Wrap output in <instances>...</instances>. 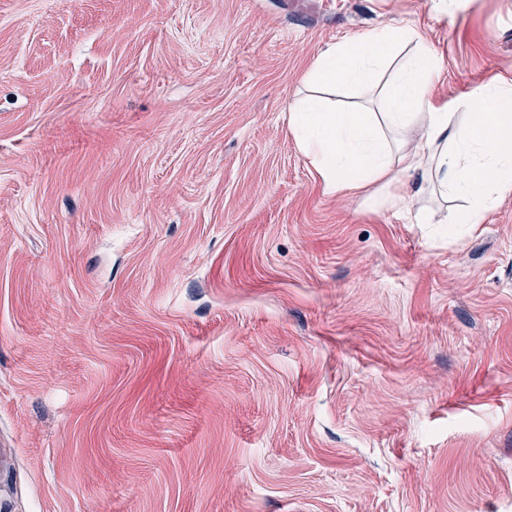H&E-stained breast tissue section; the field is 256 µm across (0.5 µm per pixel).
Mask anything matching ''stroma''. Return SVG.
Here are the masks:
<instances>
[{"instance_id":"obj_1","label":"stroma","mask_w":512,"mask_h":512,"mask_svg":"<svg viewBox=\"0 0 512 512\" xmlns=\"http://www.w3.org/2000/svg\"><path fill=\"white\" fill-rule=\"evenodd\" d=\"M407 24L512 80V0H0V506L512 512V193L440 239L288 126Z\"/></svg>"}]
</instances>
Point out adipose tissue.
I'll list each match as a JSON object with an SVG mask.
<instances>
[{
  "label": "adipose tissue",
  "mask_w": 512,
  "mask_h": 512,
  "mask_svg": "<svg viewBox=\"0 0 512 512\" xmlns=\"http://www.w3.org/2000/svg\"><path fill=\"white\" fill-rule=\"evenodd\" d=\"M412 42L418 54L401 59ZM388 66L395 75L383 89L381 111H337L321 99L299 97L288 108V125L329 194L356 193L376 208L402 210L412 177L432 171L441 196L463 201L442 233L462 238L512 193V82L482 83L451 101L434 99L444 58L411 25L329 45L305 82L366 91Z\"/></svg>",
  "instance_id": "obj_1"
}]
</instances>
